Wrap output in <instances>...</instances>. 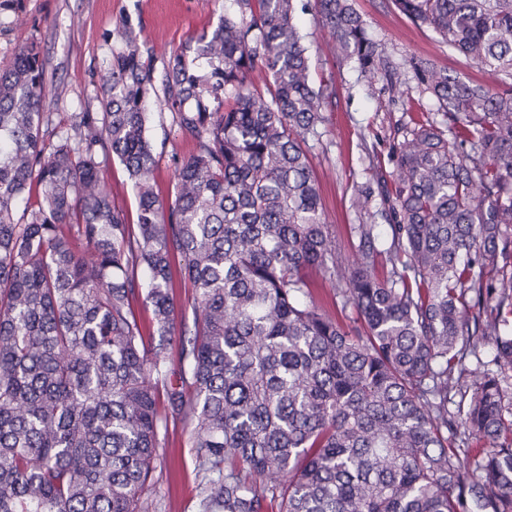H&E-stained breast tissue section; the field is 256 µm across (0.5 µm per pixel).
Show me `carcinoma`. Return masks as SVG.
<instances>
[{"instance_id":"cac0c4a2","label":"carcinoma","mask_w":512,"mask_h":512,"mask_svg":"<svg viewBox=\"0 0 512 512\" xmlns=\"http://www.w3.org/2000/svg\"><path fill=\"white\" fill-rule=\"evenodd\" d=\"M394 2L498 86L408 62L441 118L393 143L381 209L361 192L351 262L309 159L331 92L310 76L307 4L224 0L159 77L117 30L101 111L69 124L45 111L35 45L0 67V512H148L171 421L213 473L202 512H512V0ZM316 7L339 62L399 82L349 0ZM157 108L196 143L167 201ZM110 158L133 224L106 190ZM470 356L487 369L467 384ZM104 181L112 197L119 205L127 210L130 220L135 221L137 209L136 197L125 168L119 161L110 159L107 162L106 168L104 169Z\"/></svg>"}]
</instances>
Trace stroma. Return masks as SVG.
<instances>
[{"instance_id": "35a3bbf8", "label": "stroma", "mask_w": 512, "mask_h": 512, "mask_svg": "<svg viewBox=\"0 0 512 512\" xmlns=\"http://www.w3.org/2000/svg\"><path fill=\"white\" fill-rule=\"evenodd\" d=\"M353 4L392 64L402 67L409 59H423L475 82L494 84L487 71L448 49L432 29L412 23L392 0ZM220 8L219 0H23L19 12L0 15V66L18 47L37 43L45 59L46 106L55 121L65 122L75 112L99 111L97 94L116 28L131 27L138 44L151 48L152 66L159 74L189 35L217 21ZM300 21L314 81L335 90L309 157L336 248L350 257L354 248L348 228L360 221L352 205L355 196L367 187L378 199L392 191L393 137L431 111L433 103L411 79L393 88L367 83L353 65L339 63L328 53L329 34L313 14L301 15ZM150 136L155 180L165 194L173 189L174 158L188 156L194 145L166 110L154 114ZM162 453L163 461L143 493L151 512H200L209 475L196 461L188 429L170 425Z\"/></svg>"}]
</instances>
